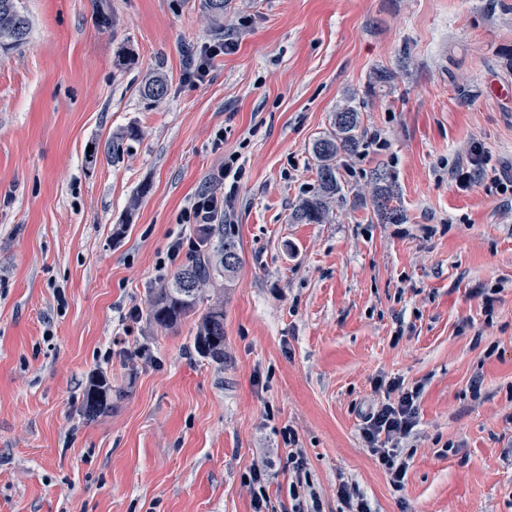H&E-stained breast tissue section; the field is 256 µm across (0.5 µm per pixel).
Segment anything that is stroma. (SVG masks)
Listing matches in <instances>:
<instances>
[{
	"label": "stroma",
	"mask_w": 512,
	"mask_h": 512,
	"mask_svg": "<svg viewBox=\"0 0 512 512\" xmlns=\"http://www.w3.org/2000/svg\"><path fill=\"white\" fill-rule=\"evenodd\" d=\"M18 2L29 42L0 51V512H252L256 466L289 512L292 436L321 512H344L343 480L373 512H512V0H227L214 23L204 0ZM218 41L232 50L189 80ZM155 75L158 103L140 93ZM350 95L382 143L338 157L326 223H293ZM233 153L241 264L198 304L224 303L218 364L195 319L126 313L172 276L180 213ZM99 375L112 409L90 419ZM379 376L420 389L400 489L360 434ZM112 407V385L104 376H100L96 383L85 390L81 409L89 418H95Z\"/></svg>",
	"instance_id": "35a3bbf8"
}]
</instances>
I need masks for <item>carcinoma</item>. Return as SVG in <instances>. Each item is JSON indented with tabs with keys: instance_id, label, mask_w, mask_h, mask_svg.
Segmentation results:
<instances>
[{
	"instance_id": "cac0c4a2",
	"label": "carcinoma",
	"mask_w": 512,
	"mask_h": 512,
	"mask_svg": "<svg viewBox=\"0 0 512 512\" xmlns=\"http://www.w3.org/2000/svg\"><path fill=\"white\" fill-rule=\"evenodd\" d=\"M29 20L16 7V0H0V48L13 49L27 42ZM143 95L154 102L165 96L167 85L160 77L146 83ZM335 130L312 145L319 160L320 193L302 200L291 214L296 224H322L328 200L341 191V177L336 159L341 154L353 155L364 146L361 113L347 103L336 111ZM241 258L232 228L224 224H208L200 232V246L187 262L176 270L151 300L147 316L161 328H172L197 312L200 294L207 288L224 286V274L234 272ZM195 351L203 358L224 363V305L213 304L198 316ZM112 407V385L101 376L85 390L81 409L95 418Z\"/></svg>"
}]
</instances>
